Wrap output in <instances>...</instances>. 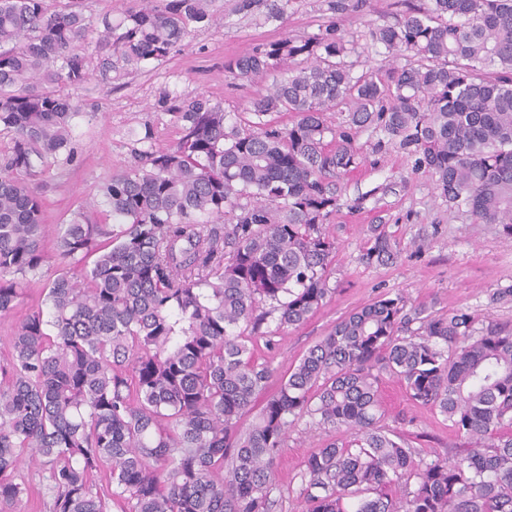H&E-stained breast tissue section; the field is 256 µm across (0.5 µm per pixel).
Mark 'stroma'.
<instances>
[{
  "label": "stroma",
  "mask_w": 512,
  "mask_h": 512,
  "mask_svg": "<svg viewBox=\"0 0 512 512\" xmlns=\"http://www.w3.org/2000/svg\"><path fill=\"white\" fill-rule=\"evenodd\" d=\"M239 2L212 0L218 23L192 31L162 64L115 72L111 83L93 81L88 91L80 92L75 160L51 170L42 181L49 228L67 223L113 172L132 164L136 140L144 132H151L159 145L179 139L178 124L161 106L163 96L203 95L222 103L225 111H245L261 86L229 76L224 62L257 44L310 36L334 19L345 39L356 44V54L347 58L354 73L405 63L404 58L387 57L369 37L373 25L405 10L404 0H369L363 11L339 18L333 17L328 0H285L284 13L276 19L263 6L240 11ZM379 138L370 129L359 133L363 161L338 182L339 206L328 225L336 241L328 275L330 298L296 328L277 329L275 317H268L265 328L273 332L274 346L258 344L259 360L286 368L339 318L382 294L402 297L409 313L425 305L441 313L488 315L512 325V234L495 224L473 223L468 213L449 207L430 171L417 167L414 157L398 146L379 145ZM373 224L384 225L400 244L392 264L369 265L362 260ZM504 288L508 296L498 297ZM377 391L384 424L422 449L425 459H444L452 449H465V439L443 416L415 406L396 378L381 375ZM324 438L303 419L290 428L277 460L281 484L299 489L303 462Z\"/></svg>",
  "instance_id": "obj_1"
}]
</instances>
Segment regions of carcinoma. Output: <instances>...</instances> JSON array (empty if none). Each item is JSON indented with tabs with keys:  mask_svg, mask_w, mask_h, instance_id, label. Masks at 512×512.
<instances>
[{
	"mask_svg": "<svg viewBox=\"0 0 512 512\" xmlns=\"http://www.w3.org/2000/svg\"><path fill=\"white\" fill-rule=\"evenodd\" d=\"M209 0H130L97 24L84 0H0V318L16 313L47 262L39 191L75 157L71 92L93 77L77 48L95 39L98 77L161 62ZM367 0H331L340 15ZM413 62L353 73L335 21L312 37L262 43L224 62L271 80L240 122L204 96L165 97L180 127L150 131L135 163L59 225L62 268L18 318L0 364V509L20 512L46 473L47 512H275L276 462L295 421L330 439L300 472L305 512H512V327L387 294L336 322L284 373L258 361L262 330L296 328L329 297L336 179L361 162L373 128L431 171L448 206L512 233V0H421L369 30ZM346 113L339 125L326 113ZM291 114L281 125L271 115ZM108 224H93L86 212ZM367 264L399 253L370 227ZM270 309L262 310L264 303ZM417 322L413 329L410 324ZM402 381L440 413L465 453L430 462L386 428L377 382ZM265 404L253 413L255 401ZM396 485L401 497L387 489Z\"/></svg>",
	"mask_w": 512,
	"mask_h": 512,
	"instance_id": "obj_1",
	"label": "carcinoma"
}]
</instances>
